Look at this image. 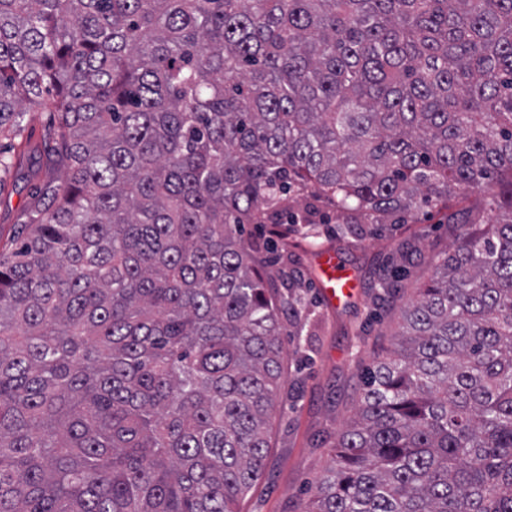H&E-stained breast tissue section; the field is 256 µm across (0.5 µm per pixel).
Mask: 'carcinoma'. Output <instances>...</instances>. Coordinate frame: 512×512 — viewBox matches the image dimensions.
<instances>
[{
	"label": "carcinoma",
	"instance_id": "1",
	"mask_svg": "<svg viewBox=\"0 0 512 512\" xmlns=\"http://www.w3.org/2000/svg\"><path fill=\"white\" fill-rule=\"evenodd\" d=\"M27 111L49 204L0 248V512H236L302 330L259 254L462 193L497 219L450 216L308 512H512V0H0V195ZM53 120L49 112H27L24 116L23 125H25V136L31 137L32 146L36 147L35 155L45 161V155L50 151L51 144L44 135Z\"/></svg>",
	"mask_w": 512,
	"mask_h": 512
}]
</instances>
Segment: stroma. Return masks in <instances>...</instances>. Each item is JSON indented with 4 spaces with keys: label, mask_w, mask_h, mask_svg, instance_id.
Segmentation results:
<instances>
[{
    "label": "stroma",
    "mask_w": 512,
    "mask_h": 512,
    "mask_svg": "<svg viewBox=\"0 0 512 512\" xmlns=\"http://www.w3.org/2000/svg\"><path fill=\"white\" fill-rule=\"evenodd\" d=\"M31 202V185L24 181L0 197V239H10ZM455 234L454 225L423 211L416 223L360 241L321 236L269 264L272 272L292 265L303 272L304 321L300 335L281 338L284 378L265 475L240 501L241 512H306L336 439L360 402L361 372L397 341L398 313L384 299L381 269L404 263L400 294L412 298ZM325 249L357 279L356 289L332 305L319 287V254Z\"/></svg>",
    "instance_id": "stroma-1"
}]
</instances>
